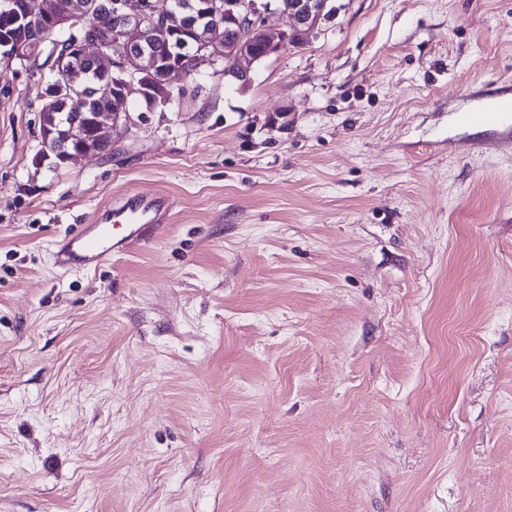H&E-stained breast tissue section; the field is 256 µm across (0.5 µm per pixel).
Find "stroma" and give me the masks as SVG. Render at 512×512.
Wrapping results in <instances>:
<instances>
[{
	"mask_svg": "<svg viewBox=\"0 0 512 512\" xmlns=\"http://www.w3.org/2000/svg\"><path fill=\"white\" fill-rule=\"evenodd\" d=\"M247 89L205 61L39 166L0 60V512H512V0H330ZM134 189L166 226L52 245ZM507 112L494 96H486L483 102L465 114V120L472 125H498L505 121ZM170 209L168 199L152 191H132L119 202L98 211L93 224H79L52 250L56 267L90 272L109 258L121 256L138 240L140 227L128 235H118L117 226L131 230L137 224L160 225Z\"/></svg>",
	"mask_w": 512,
	"mask_h": 512,
	"instance_id": "obj_1",
	"label": "stroma"
}]
</instances>
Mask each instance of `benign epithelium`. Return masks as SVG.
Returning a JSON list of instances; mask_svg holds the SVG:
<instances>
[{
  "label": "benign epithelium",
  "mask_w": 512,
  "mask_h": 512,
  "mask_svg": "<svg viewBox=\"0 0 512 512\" xmlns=\"http://www.w3.org/2000/svg\"><path fill=\"white\" fill-rule=\"evenodd\" d=\"M271 2L266 0L260 5L258 0H198L197 5L181 10L164 7L159 0H90L85 4L73 2L65 8L59 0H6L0 16L11 20L13 27L30 21L45 22L50 36L57 31L72 34L80 25L104 33L102 41L74 37L63 46L51 43L54 78L43 80L41 113L57 110L63 103L76 104L82 100V89L69 81L63 63L72 54L88 53L93 45L99 50L93 56L94 66L105 75L99 86L114 102L107 119L115 128L132 123L127 99L133 93L151 99L154 108L167 105L165 92L157 89L159 85L165 88L169 84L167 72L157 73L155 67L160 58L173 54V50L201 60L202 52L224 47V76L245 89L252 82L251 64L307 42L330 15L328 0H288L282 12L284 25L272 33L265 21ZM184 29L190 38L180 40L175 46L158 42L148 48L143 46V42L159 32ZM0 50L4 51L0 55L4 59L28 61L38 47L3 38ZM93 136L104 138V122L97 118L89 127L71 117L58 124H44L40 130L39 160L46 161L53 156L60 166L73 163L81 154H72L69 144Z\"/></svg>",
  "instance_id": "1"
}]
</instances>
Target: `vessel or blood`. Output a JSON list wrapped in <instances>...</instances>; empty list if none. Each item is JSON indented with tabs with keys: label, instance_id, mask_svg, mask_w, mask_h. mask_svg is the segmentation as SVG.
<instances>
[{
	"label": "vessel or blood",
	"instance_id": "vessel-or-blood-1",
	"mask_svg": "<svg viewBox=\"0 0 512 512\" xmlns=\"http://www.w3.org/2000/svg\"><path fill=\"white\" fill-rule=\"evenodd\" d=\"M507 117L496 97H484L482 103L466 113L473 125H498ZM170 209L168 199L152 191H133L113 206L98 211L93 223L81 224L52 251L53 263L63 270L97 269L109 258L121 256L128 245L138 240L134 228L140 224H161ZM129 227L127 235H118V226Z\"/></svg>",
	"mask_w": 512,
	"mask_h": 512
}]
</instances>
